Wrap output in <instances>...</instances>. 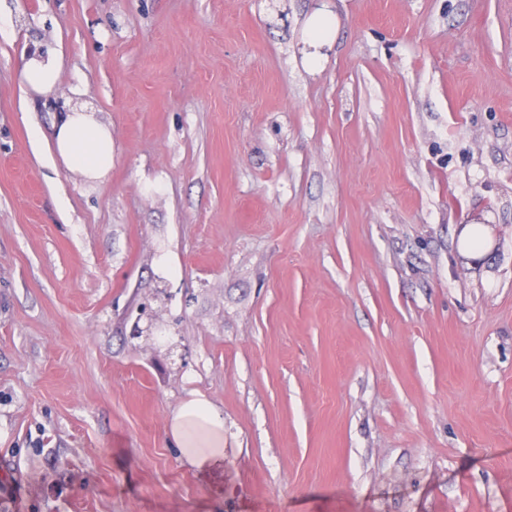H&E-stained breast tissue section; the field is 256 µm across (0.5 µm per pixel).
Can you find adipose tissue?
Segmentation results:
<instances>
[{
	"label": "adipose tissue",
	"instance_id": "ef3b65f1",
	"mask_svg": "<svg viewBox=\"0 0 512 512\" xmlns=\"http://www.w3.org/2000/svg\"><path fill=\"white\" fill-rule=\"evenodd\" d=\"M54 152L67 169L85 180H103L112 169V131L97 122L85 105H71L54 125ZM168 433L185 461L199 470H214L224 462V420L200 397L173 413Z\"/></svg>",
	"mask_w": 512,
	"mask_h": 512
}]
</instances>
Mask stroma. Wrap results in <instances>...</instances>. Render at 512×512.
I'll use <instances>...</instances> for the list:
<instances>
[{
	"label": "stroma",
	"instance_id": "obj_1",
	"mask_svg": "<svg viewBox=\"0 0 512 512\" xmlns=\"http://www.w3.org/2000/svg\"><path fill=\"white\" fill-rule=\"evenodd\" d=\"M76 90L100 182L46 154ZM5 498L512 512V0H0ZM22 73L26 83L38 94H49L57 84L59 65L50 55H34L22 59ZM167 431L192 467L214 470L224 464V419L207 400L196 397L183 403L173 413Z\"/></svg>",
	"mask_w": 512,
	"mask_h": 512
}]
</instances>
